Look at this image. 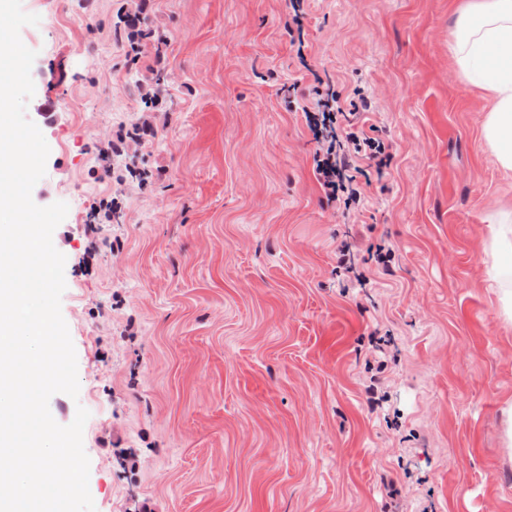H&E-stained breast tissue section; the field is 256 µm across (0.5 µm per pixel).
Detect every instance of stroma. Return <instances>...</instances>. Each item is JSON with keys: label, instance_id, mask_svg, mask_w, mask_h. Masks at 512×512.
Masks as SVG:
<instances>
[{"label": "stroma", "instance_id": "1", "mask_svg": "<svg viewBox=\"0 0 512 512\" xmlns=\"http://www.w3.org/2000/svg\"><path fill=\"white\" fill-rule=\"evenodd\" d=\"M467 2L304 0L299 55L286 0H22L40 17L20 31L27 116L50 148L32 199L68 206L53 243L80 385L49 407L90 413L96 512H512V325L484 253L512 174L449 46ZM319 76L391 155L358 210L327 201L286 108ZM344 244L357 278L336 273ZM499 411L502 427V453L512 462V396L502 401Z\"/></svg>", "mask_w": 512, "mask_h": 512}]
</instances>
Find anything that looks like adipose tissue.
Segmentation results:
<instances>
[{"label":"adipose tissue","instance_id":"adipose-tissue-1","mask_svg":"<svg viewBox=\"0 0 512 512\" xmlns=\"http://www.w3.org/2000/svg\"><path fill=\"white\" fill-rule=\"evenodd\" d=\"M449 37L465 81L491 97L482 122L483 146L502 171L512 172V0H471ZM485 253L498 315L512 324V211L493 213Z\"/></svg>","mask_w":512,"mask_h":512}]
</instances>
